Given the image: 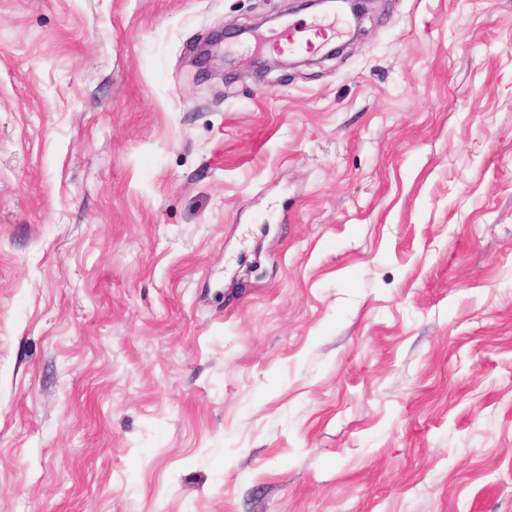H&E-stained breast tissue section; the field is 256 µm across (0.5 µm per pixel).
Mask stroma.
Wrapping results in <instances>:
<instances>
[{
    "label": "stroma",
    "instance_id": "obj_1",
    "mask_svg": "<svg viewBox=\"0 0 512 512\" xmlns=\"http://www.w3.org/2000/svg\"><path fill=\"white\" fill-rule=\"evenodd\" d=\"M0 0V512H512V0ZM221 40L216 38L213 41L202 45L198 50L199 60L209 68H223L224 65L231 64V59L220 50Z\"/></svg>",
    "mask_w": 512,
    "mask_h": 512
}]
</instances>
